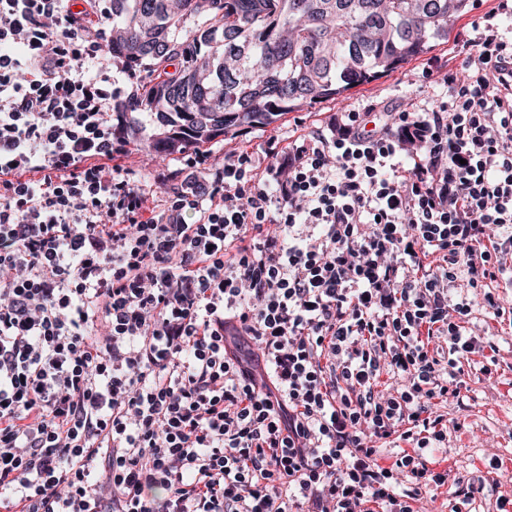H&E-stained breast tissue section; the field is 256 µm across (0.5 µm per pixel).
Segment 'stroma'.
I'll return each mask as SVG.
<instances>
[{
    "instance_id": "35a3bbf8",
    "label": "stroma",
    "mask_w": 512,
    "mask_h": 512,
    "mask_svg": "<svg viewBox=\"0 0 512 512\" xmlns=\"http://www.w3.org/2000/svg\"><path fill=\"white\" fill-rule=\"evenodd\" d=\"M494 22L500 36L512 40V0H474L445 41L379 79L355 87L321 103L289 112L277 122L257 127L235 138L217 137L208 148L213 167H221L224 157L241 149L253 154L258 169H265L270 145L286 146L325 130L339 112H364L376 108L419 106L431 108L448 95L443 78L461 72L469 53L487 22ZM150 131L138 137L135 150L122 160L136 179L155 197L164 187L158 173L179 172L184 166L180 155L161 154L149 148ZM466 329L479 350L462 361L456 373L460 391L457 400L438 405L448 421V443L434 450L429 459L448 471V482L434 496L415 503L416 512H450L458 503L460 489L483 485L475 495L471 512H496V501L512 500V318H494L474 306ZM498 460L502 477H493L491 460Z\"/></svg>"
}]
</instances>
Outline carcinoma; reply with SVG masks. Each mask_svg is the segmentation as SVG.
I'll list each match as a JSON object with an SVG mask.
<instances>
[{"label":"carcinoma","mask_w":512,"mask_h":512,"mask_svg":"<svg viewBox=\"0 0 512 512\" xmlns=\"http://www.w3.org/2000/svg\"><path fill=\"white\" fill-rule=\"evenodd\" d=\"M469 0H112L123 99L159 128L152 146H196L367 84L448 38Z\"/></svg>","instance_id":"1"}]
</instances>
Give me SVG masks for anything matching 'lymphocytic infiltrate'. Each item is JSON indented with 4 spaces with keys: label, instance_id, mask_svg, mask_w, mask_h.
<instances>
[{
    "label": "lymphocytic infiltrate",
    "instance_id": "f902f5d3",
    "mask_svg": "<svg viewBox=\"0 0 512 512\" xmlns=\"http://www.w3.org/2000/svg\"><path fill=\"white\" fill-rule=\"evenodd\" d=\"M103 0H0V512H414L512 256V41L153 202ZM389 384H381V376ZM397 451L389 465L384 445Z\"/></svg>",
    "mask_w": 512,
    "mask_h": 512
}]
</instances>
